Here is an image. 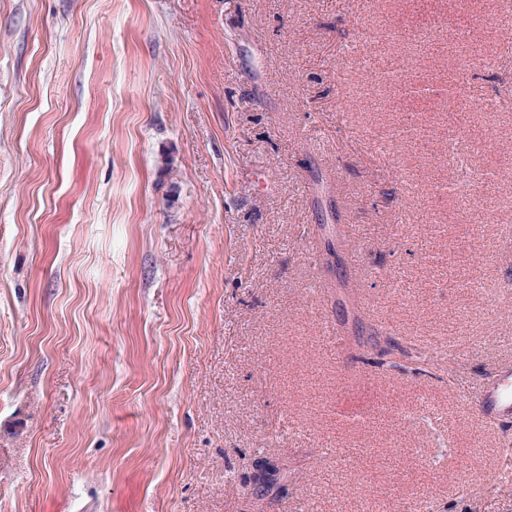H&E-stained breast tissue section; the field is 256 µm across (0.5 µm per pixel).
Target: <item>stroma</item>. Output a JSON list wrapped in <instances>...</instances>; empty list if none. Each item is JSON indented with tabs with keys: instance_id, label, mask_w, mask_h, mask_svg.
Listing matches in <instances>:
<instances>
[{
	"instance_id": "1",
	"label": "stroma",
	"mask_w": 512,
	"mask_h": 512,
	"mask_svg": "<svg viewBox=\"0 0 512 512\" xmlns=\"http://www.w3.org/2000/svg\"><path fill=\"white\" fill-rule=\"evenodd\" d=\"M510 11L0 0V512H512L479 410L512 210L458 213L441 136L512 196V57L475 24ZM461 30L494 66L452 109Z\"/></svg>"
}]
</instances>
